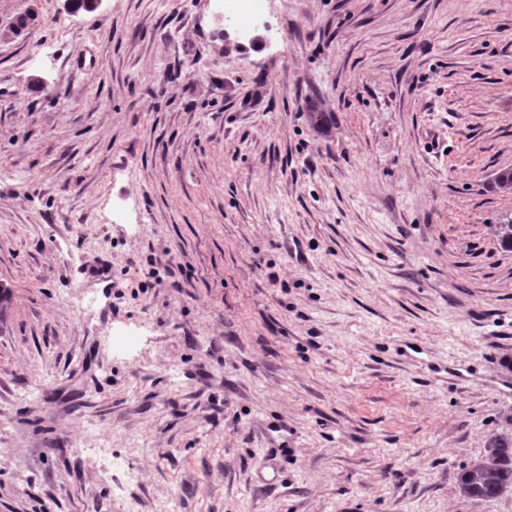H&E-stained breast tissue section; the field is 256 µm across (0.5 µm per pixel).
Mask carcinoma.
<instances>
[{"mask_svg": "<svg viewBox=\"0 0 512 512\" xmlns=\"http://www.w3.org/2000/svg\"><path fill=\"white\" fill-rule=\"evenodd\" d=\"M307 119L313 128L325 129L329 115L311 103L306 108ZM459 488L466 497L489 500L512 492V438L493 436L486 445L483 456L464 469Z\"/></svg>", "mask_w": 512, "mask_h": 512, "instance_id": "1", "label": "carcinoma"}]
</instances>
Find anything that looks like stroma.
Listing matches in <instances>:
<instances>
[{
  "label": "stroma",
  "mask_w": 512,
  "mask_h": 512,
  "mask_svg": "<svg viewBox=\"0 0 512 512\" xmlns=\"http://www.w3.org/2000/svg\"><path fill=\"white\" fill-rule=\"evenodd\" d=\"M32 8L0 512H512L459 489L512 436V0H266L240 51L216 0Z\"/></svg>",
  "instance_id": "stroma-1"
}]
</instances>
